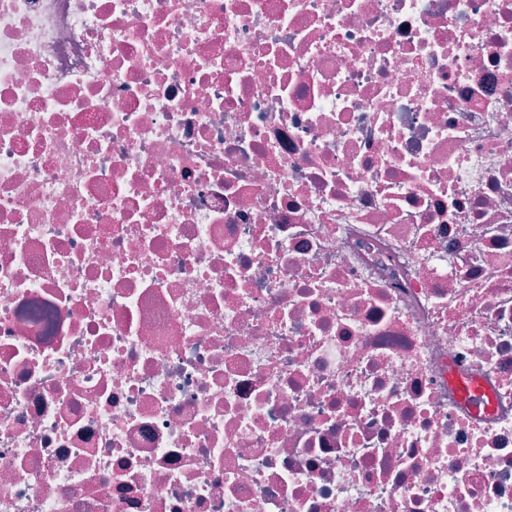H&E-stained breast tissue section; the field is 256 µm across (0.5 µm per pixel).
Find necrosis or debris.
<instances>
[{"instance_id":"obj_1","label":"necrosis or debris","mask_w":512,"mask_h":512,"mask_svg":"<svg viewBox=\"0 0 512 512\" xmlns=\"http://www.w3.org/2000/svg\"><path fill=\"white\" fill-rule=\"evenodd\" d=\"M0 512H512V0H0Z\"/></svg>"}]
</instances>
